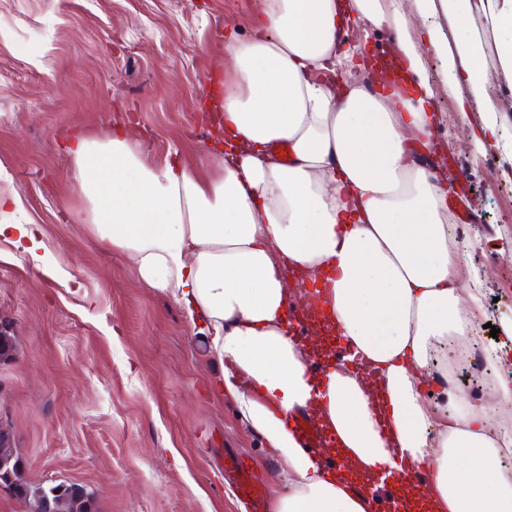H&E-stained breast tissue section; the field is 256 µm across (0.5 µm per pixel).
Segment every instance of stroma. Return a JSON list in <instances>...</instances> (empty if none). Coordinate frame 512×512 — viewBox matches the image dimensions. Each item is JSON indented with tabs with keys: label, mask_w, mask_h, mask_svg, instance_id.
I'll return each instance as SVG.
<instances>
[{
	"label": "stroma",
	"mask_w": 512,
	"mask_h": 512,
	"mask_svg": "<svg viewBox=\"0 0 512 512\" xmlns=\"http://www.w3.org/2000/svg\"><path fill=\"white\" fill-rule=\"evenodd\" d=\"M260 0H0V224H38L45 263L0 241V428L31 484L77 483L94 512H241L222 456L247 458L284 489L287 466L213 387L205 335L170 296L142 287L135 264L73 223L83 201L68 174L78 133L133 132L149 164L213 178L214 129L201 111L224 80L233 39L254 30ZM444 118L432 140L452 155L469 234L461 269L485 275L478 339L512 382V159L497 139L474 149L476 112H459L444 64L426 56Z\"/></svg>",
	"instance_id": "1"
}]
</instances>
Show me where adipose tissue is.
I'll return each instance as SVG.
<instances>
[{
  "label": "adipose tissue",
  "instance_id": "1",
  "mask_svg": "<svg viewBox=\"0 0 512 512\" xmlns=\"http://www.w3.org/2000/svg\"><path fill=\"white\" fill-rule=\"evenodd\" d=\"M414 3L421 37L402 0H261L258 33L231 45L232 78L211 104L218 177L145 163L121 128L69 148L85 201L73 221L131 257L143 287L181 304L221 367L218 392L286 462L273 512H365L358 485L404 457L435 469L398 491L402 512H512V473L487 436L486 408L443 387L449 413L437 423L421 392L433 343L466 337L481 274L463 289L444 190L453 175L413 142L437 122L430 50L460 90L459 110L484 103L475 143L512 120L487 102L485 82L492 69L512 83V0ZM438 16L446 26L430 25ZM349 19L394 32L378 76L396 82L393 93L319 82L354 67ZM299 304L316 334L304 347L288 336ZM338 341L350 356L342 365ZM315 363L326 375L318 385ZM306 406L341 469L292 429L289 414Z\"/></svg>",
  "mask_w": 512,
  "mask_h": 512
}]
</instances>
